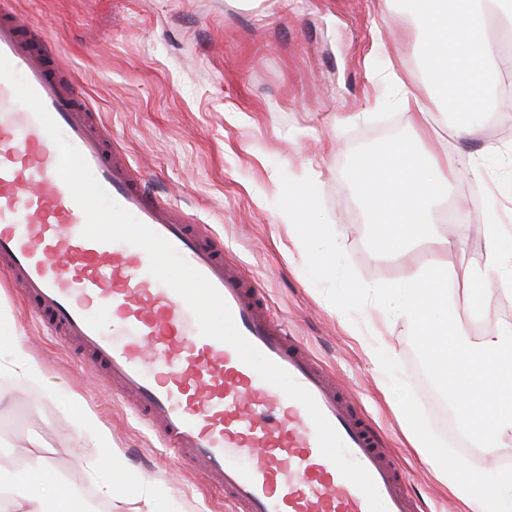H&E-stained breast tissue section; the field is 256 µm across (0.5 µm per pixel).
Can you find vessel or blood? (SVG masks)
I'll return each mask as SVG.
<instances>
[{"label": "vessel or blood", "instance_id": "b4317fda", "mask_svg": "<svg viewBox=\"0 0 512 512\" xmlns=\"http://www.w3.org/2000/svg\"><path fill=\"white\" fill-rule=\"evenodd\" d=\"M0 54L42 100L108 194L169 241L226 301L239 332L315 399L387 512H419L403 473L353 394L276 319L224 247L152 192L112 145L40 27L0 0ZM59 150L0 80V265L35 317L92 373L130 399L174 457L223 488L233 512H369L363 492L324 457L306 408L265 382L236 350L200 334L186 302L149 272L147 253L84 238L85 216L57 173ZM110 309L114 342L96 311Z\"/></svg>", "mask_w": 512, "mask_h": 512}]
</instances>
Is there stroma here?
<instances>
[{
	"label": "stroma",
	"instance_id": "obj_1",
	"mask_svg": "<svg viewBox=\"0 0 512 512\" xmlns=\"http://www.w3.org/2000/svg\"><path fill=\"white\" fill-rule=\"evenodd\" d=\"M22 16L50 34L80 89L100 112L153 191L191 223L223 239L225 256L260 290L317 361L356 393L395 456L424 512H472L411 447L408 421L464 470L512 468V444L492 452L463 441L446 392L437 384L414 329L386 318L384 289L408 264L443 258L434 241L407 258L384 252L352 186L357 157L411 133L386 76L396 72L439 120L430 140L462 158L448 198L462 214L449 225L471 262L484 258L478 216L512 225V98L490 91L486 107L460 116L436 97L420 64L409 0H19ZM355 113L356 122H345ZM467 121L473 136L455 128ZM482 161L473 172L471 159ZM310 182L318 200L311 221L337 237L313 235L298 250L279 216L288 186ZM324 257L325 272L312 270ZM369 286L364 304L338 283ZM0 322L9 324L41 368L30 383L0 375V449L32 447L70 488L97 495L90 476L103 453L80 433L94 414L112 447L118 490L109 512H231L221 489L180 466L126 401L90 377L61 338L49 334L0 273ZM512 328V292L490 290L472 331ZM386 360L374 368V355Z\"/></svg>",
	"mask_w": 512,
	"mask_h": 512
}]
</instances>
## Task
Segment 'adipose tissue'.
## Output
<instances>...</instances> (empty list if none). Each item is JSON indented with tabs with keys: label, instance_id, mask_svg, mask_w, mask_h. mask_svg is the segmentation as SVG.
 Masks as SVG:
<instances>
[{
	"label": "adipose tissue",
	"instance_id": "ef3b65f1",
	"mask_svg": "<svg viewBox=\"0 0 512 512\" xmlns=\"http://www.w3.org/2000/svg\"><path fill=\"white\" fill-rule=\"evenodd\" d=\"M412 14L422 68L433 76L436 95L449 106L463 103L475 111L500 68L489 30L495 24L512 27V0H412ZM401 105L413 113L412 135L390 142L378 158L357 159L353 181L368 223L389 249L402 256L413 241L431 238L455 256L452 266L416 268L388 293L396 319L411 325L427 350L437 383L471 407V415L459 421L461 430L497 448L512 441V332L473 336L477 309L449 303L448 281L459 274L473 292L511 290L512 250L502 248L499 225H486L484 259L474 266L463 239L438 232L434 211L448 197L458 159L430 146L433 115L409 90H402ZM408 434L438 480L474 512H512V470L460 479L457 462L430 448L421 425H409ZM33 472L39 484L52 488V496L16 486L0 496V512H71L72 492L51 462L37 458Z\"/></svg>",
	"mask_w": 512,
	"mask_h": 512
}]
</instances>
